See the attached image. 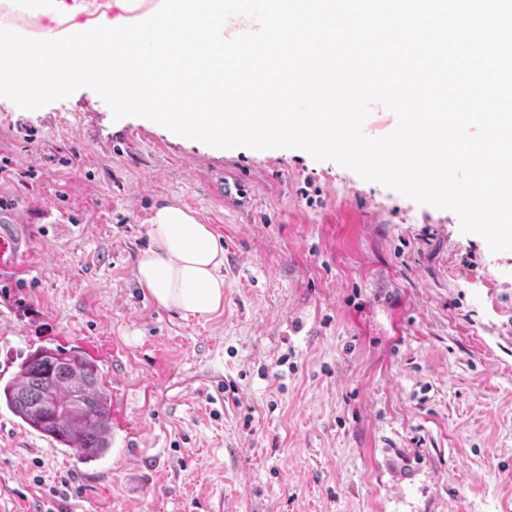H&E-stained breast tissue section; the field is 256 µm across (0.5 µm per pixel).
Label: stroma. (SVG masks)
Here are the masks:
<instances>
[{
	"mask_svg": "<svg viewBox=\"0 0 512 512\" xmlns=\"http://www.w3.org/2000/svg\"><path fill=\"white\" fill-rule=\"evenodd\" d=\"M172 199L224 242L215 313L134 279ZM0 203L33 245L0 276V374L77 347L112 398L92 460L0 406V512H512V250L454 212L87 87L0 97Z\"/></svg>",
	"mask_w": 512,
	"mask_h": 512,
	"instance_id": "obj_1",
	"label": "stroma"
}]
</instances>
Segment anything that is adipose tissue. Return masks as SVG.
Segmentation results:
<instances>
[{
  "label": "adipose tissue",
  "mask_w": 512,
  "mask_h": 512,
  "mask_svg": "<svg viewBox=\"0 0 512 512\" xmlns=\"http://www.w3.org/2000/svg\"><path fill=\"white\" fill-rule=\"evenodd\" d=\"M134 276L160 308L205 316L224 304V244L179 203L154 207Z\"/></svg>",
  "instance_id": "obj_1"
}]
</instances>
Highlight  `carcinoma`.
Returning <instances> with one entry per match:
<instances>
[{"label": "carcinoma", "instance_id": "cac0c4a2", "mask_svg": "<svg viewBox=\"0 0 512 512\" xmlns=\"http://www.w3.org/2000/svg\"><path fill=\"white\" fill-rule=\"evenodd\" d=\"M5 406L32 430L101 458L112 447L110 390L97 364L79 350L40 347L0 383Z\"/></svg>", "mask_w": 512, "mask_h": 512}]
</instances>
